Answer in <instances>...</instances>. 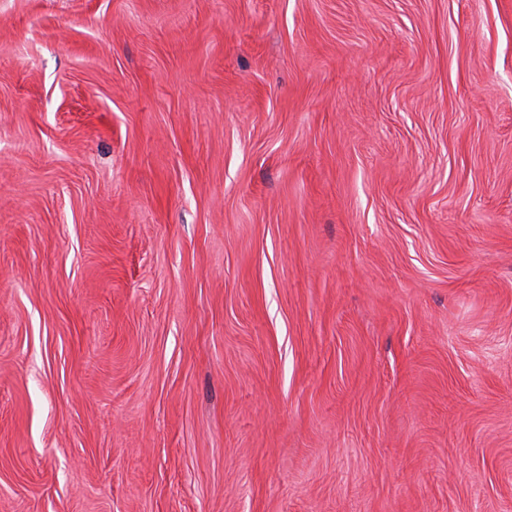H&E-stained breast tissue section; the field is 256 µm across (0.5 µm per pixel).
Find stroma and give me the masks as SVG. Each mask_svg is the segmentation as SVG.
<instances>
[{"mask_svg": "<svg viewBox=\"0 0 512 512\" xmlns=\"http://www.w3.org/2000/svg\"><path fill=\"white\" fill-rule=\"evenodd\" d=\"M0 512H512V0H0Z\"/></svg>", "mask_w": 512, "mask_h": 512, "instance_id": "35a3bbf8", "label": "stroma"}]
</instances>
